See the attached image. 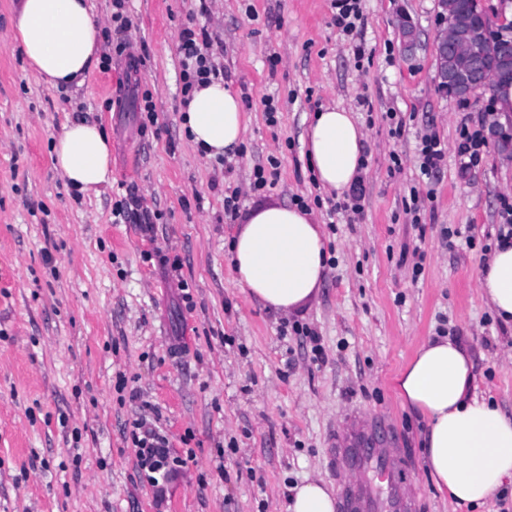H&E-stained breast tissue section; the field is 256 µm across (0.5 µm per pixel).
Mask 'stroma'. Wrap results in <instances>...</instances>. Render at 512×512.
I'll list each match as a JSON object with an SVG mask.
<instances>
[{"label":"stroma","instance_id":"35a3bbf8","mask_svg":"<svg viewBox=\"0 0 512 512\" xmlns=\"http://www.w3.org/2000/svg\"><path fill=\"white\" fill-rule=\"evenodd\" d=\"M90 3L111 68L55 89L30 73L15 0H0V512H288L295 486L349 481L331 451L360 431L395 450L406 512H512L511 489L474 509L444 499L422 462L425 421L393 387L423 343L458 338L479 392L512 415V325L478 288L483 247L512 203V162L487 147L458 172L459 129L494 95L464 111L440 91L438 0H361L349 38L333 0H126L120 34L112 0ZM188 26L222 45L224 82L251 115L220 160L182 127ZM333 106L365 125L363 212L326 231L332 264L316 300L275 314L235 281L224 188L245 189V210L302 196L326 226L333 200L310 181L304 136ZM76 119L112 136V181L96 194H76L52 163L53 138ZM427 135L448 148L430 178L419 169ZM271 155L275 186L250 192ZM414 190L417 224L405 212ZM120 200L151 223L115 220ZM139 417L184 460L164 487L138 468L128 429Z\"/></svg>","mask_w":512,"mask_h":512}]
</instances>
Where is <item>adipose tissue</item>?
I'll use <instances>...</instances> for the list:
<instances>
[{
	"instance_id": "ef3b65f1",
	"label": "adipose tissue",
	"mask_w": 512,
	"mask_h": 512,
	"mask_svg": "<svg viewBox=\"0 0 512 512\" xmlns=\"http://www.w3.org/2000/svg\"><path fill=\"white\" fill-rule=\"evenodd\" d=\"M14 39L37 79L55 88L84 85L97 66L98 26L90 0H18ZM249 116L223 81L193 89L183 127L209 157L235 149ZM365 134L342 108L316 112L305 137L309 165L322 187L343 194L361 173ZM54 168L82 194L99 193L112 176L109 133L86 121L64 125L52 144ZM324 234L313 214L296 207H258L229 244L238 286L266 308L289 315L317 296L326 270ZM478 287L496 315L512 322V242L495 247ZM404 407L428 419L423 462L440 491L457 505L479 507L512 487V417L476 392L474 365L460 343L423 344L395 378ZM290 512H335L332 489L295 486Z\"/></svg>"
}]
</instances>
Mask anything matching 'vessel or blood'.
Returning <instances> with one entry per match:
<instances>
[{
	"label": "vessel or blood",
	"instance_id": "vessel-or-blood-1",
	"mask_svg": "<svg viewBox=\"0 0 512 512\" xmlns=\"http://www.w3.org/2000/svg\"><path fill=\"white\" fill-rule=\"evenodd\" d=\"M336 457L352 462L359 476L357 488L340 492V512H403L405 504L392 449L340 448Z\"/></svg>",
	"mask_w": 512,
	"mask_h": 512
}]
</instances>
